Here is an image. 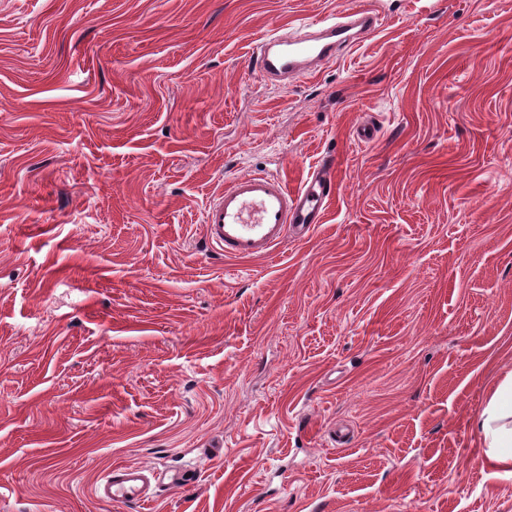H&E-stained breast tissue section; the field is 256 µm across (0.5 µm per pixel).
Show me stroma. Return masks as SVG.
Segmentation results:
<instances>
[{"label":"stroma","instance_id":"35a3bbf8","mask_svg":"<svg viewBox=\"0 0 512 512\" xmlns=\"http://www.w3.org/2000/svg\"><path fill=\"white\" fill-rule=\"evenodd\" d=\"M359 7L320 73L254 70ZM330 153L308 238L208 241L227 179ZM510 377L512 0H0V512H512ZM119 464L191 482L113 505ZM378 25L373 9L360 8L331 19L288 27V33L275 30L254 45V67L265 81L272 83L311 76L318 67L334 62L343 51L374 34ZM480 429L491 453L512 461V381L488 403L480 417Z\"/></svg>","mask_w":512,"mask_h":512}]
</instances>
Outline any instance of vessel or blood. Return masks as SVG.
<instances>
[{
	"label": "vessel or blood",
	"mask_w": 512,
	"mask_h": 512,
	"mask_svg": "<svg viewBox=\"0 0 512 512\" xmlns=\"http://www.w3.org/2000/svg\"><path fill=\"white\" fill-rule=\"evenodd\" d=\"M378 28L373 9L360 8L309 24L272 32L254 46L253 63L268 82L295 81L351 49ZM335 157L323 158L298 187L266 174L235 176L206 207L202 222L207 238L225 257H266L280 246L289 232L305 236L321 222L336 189ZM154 471L145 465H120L98 483V498L115 504L148 502Z\"/></svg>",
	"instance_id": "b4317fda"
}]
</instances>
